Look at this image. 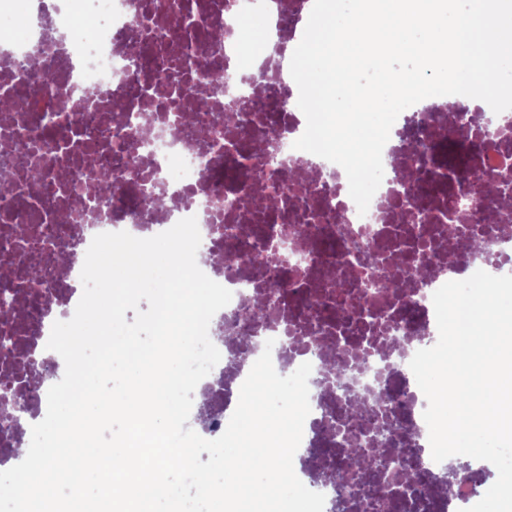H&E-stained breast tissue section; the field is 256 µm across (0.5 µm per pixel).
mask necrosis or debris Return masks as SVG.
<instances>
[{
    "instance_id": "obj_1",
    "label": "necrosis or debris",
    "mask_w": 512,
    "mask_h": 512,
    "mask_svg": "<svg viewBox=\"0 0 512 512\" xmlns=\"http://www.w3.org/2000/svg\"><path fill=\"white\" fill-rule=\"evenodd\" d=\"M40 2L23 0L38 36L0 45V103H27L25 111L0 113V286H13L16 296L0 334L17 348L36 347L43 359L31 369L0 356V385L37 409L50 382L62 378L46 348V321L73 316L95 235L147 238L193 216L198 266L233 293L210 322L221 360L197 385L194 406L221 400L226 374L244 381L270 340L280 375L312 365L307 421L320 448L297 460L304 485L324 494V512L337 503L336 470L354 437L384 463L368 472L370 483L407 471L419 478L373 509L349 493L345 512H446L477 499L470 474H449L447 462L431 457L427 400L409 362L438 336L432 295L440 286L480 269L512 274V148L502 144L512 139V113L501 121L480 106L452 119L428 99L422 134L408 137L409 115L401 113L383 149V181L362 215L342 167L293 147L306 123L288 74L303 13L289 0L259 9L248 0H178L194 22L178 42L158 39L169 0H89L96 21L76 52L58 44ZM248 19L265 21L274 42L253 75L238 64ZM213 49L224 89L203 100L198 88L213 73L202 62ZM37 62L55 73L52 86L39 84ZM235 98L249 110L225 122L224 103ZM452 126L473 144L463 171L447 155ZM274 130L284 172L259 165ZM86 132L121 151L83 162L72 139ZM419 169L424 182L403 186L401 171ZM99 182L118 184L111 202L96 195ZM489 185L498 206L484 199ZM260 193L274 201L262 224ZM271 241L283 246L274 265L266 262Z\"/></svg>"
}]
</instances>
